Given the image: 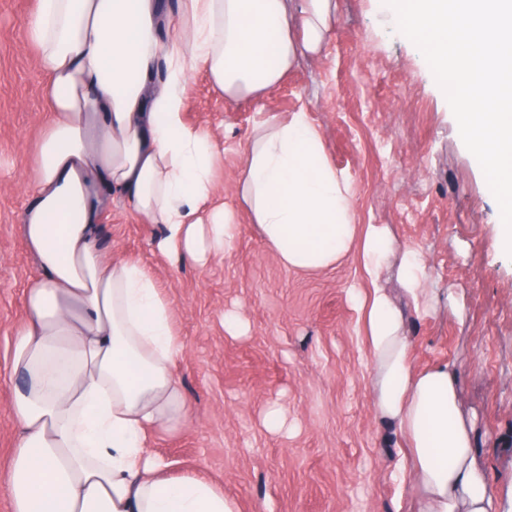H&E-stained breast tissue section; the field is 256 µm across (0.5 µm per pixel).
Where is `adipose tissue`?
Here are the masks:
<instances>
[{
  "instance_id": "adipose-tissue-1",
  "label": "adipose tissue",
  "mask_w": 512,
  "mask_h": 512,
  "mask_svg": "<svg viewBox=\"0 0 512 512\" xmlns=\"http://www.w3.org/2000/svg\"><path fill=\"white\" fill-rule=\"evenodd\" d=\"M333 14L334 0H180L174 20L162 0H37L24 20L50 117L21 215L37 274L12 344L24 379L8 404L12 512H239L205 475L163 477L148 452L151 432L191 418L172 375L184 345L154 274L107 255L97 224L120 199L161 225L153 251L164 259L228 256L238 226L214 177L223 139L186 123L188 73L203 67L226 98L261 100L321 52ZM237 194L288 268L326 269L359 248L374 285L364 320L373 406L409 448L396 475L416 512H499L456 370L415 366L402 315L377 285L392 235L354 224L351 184L308 112L257 128ZM398 274L413 312H432L422 256L404 251Z\"/></svg>"
}]
</instances>
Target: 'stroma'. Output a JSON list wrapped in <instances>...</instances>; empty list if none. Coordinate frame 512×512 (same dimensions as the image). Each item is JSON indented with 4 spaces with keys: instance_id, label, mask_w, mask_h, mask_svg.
Segmentation results:
<instances>
[{
    "instance_id": "35a3bbf8",
    "label": "stroma",
    "mask_w": 512,
    "mask_h": 512,
    "mask_svg": "<svg viewBox=\"0 0 512 512\" xmlns=\"http://www.w3.org/2000/svg\"><path fill=\"white\" fill-rule=\"evenodd\" d=\"M322 53L303 60L260 101L230 100L207 72L189 73L190 125L224 134L217 183L236 206V183L256 125L306 110L330 160L351 180L354 220L387 226L398 252L383 269L404 312L418 366L454 364L459 400L479 436L478 461L512 512V256L496 244L500 208L466 149L446 96L420 50L397 29L384 0H335ZM36 0H0V512L17 426L7 409L22 387L10 368L35 261L19 216L31 196L34 144L48 119L44 78L21 25ZM225 258L206 266L157 261L160 229L123 204L105 212L102 248L141 261L169 295L185 352L172 372L194 408L191 421L153 433L150 450L169 475L207 473L241 512H411L412 492L390 477L404 452L371 403L362 299L371 286L358 253L317 272L284 267L245 209ZM419 252L441 302L429 316L407 308L399 253ZM461 306L448 313V299ZM239 309L242 336L224 330ZM288 430L270 433V407Z\"/></svg>"
}]
</instances>
